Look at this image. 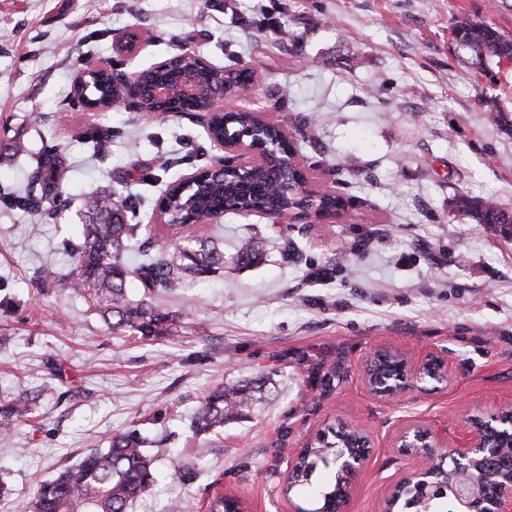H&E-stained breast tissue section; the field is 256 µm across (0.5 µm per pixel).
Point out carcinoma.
Returning a JSON list of instances; mask_svg holds the SVG:
<instances>
[{
    "label": "carcinoma",
    "mask_w": 512,
    "mask_h": 512,
    "mask_svg": "<svg viewBox=\"0 0 512 512\" xmlns=\"http://www.w3.org/2000/svg\"><path fill=\"white\" fill-rule=\"evenodd\" d=\"M450 28L455 55L467 73L485 72L493 63L512 61V36L494 24L455 16ZM140 80L146 85L164 81L173 86L188 81L206 93L224 80V70H205L196 56L187 55L171 69L143 71ZM87 81L85 92L92 99L103 102L112 95L109 77L94 74ZM481 106L491 122L504 121L494 97H485ZM226 126L246 133L251 127L250 117L239 112L213 115L210 140L224 138ZM250 139L275 145L266 168L246 178L214 174L186 190L178 179L168 184L158 206L167 211L168 223L163 228L174 237L171 245L154 234L152 225L132 223L128 199L112 185L101 187L83 203L85 222L78 242L70 246L71 270L62 275L42 267L36 286L42 290L63 283L82 297L112 332L137 333L142 339L170 335V312L154 301L152 293L174 292L192 281L224 273V253L206 234L214 212L221 207L226 213L261 208L278 214L288 206L289 182L279 174L288 154L298 152L297 143L281 140L275 126L253 132ZM84 143L94 154L107 153L112 148V133L95 129ZM66 162V155L53 147L37 153L24 189L0 193V207L36 213L43 202L61 199V171ZM454 206L457 212L490 229L498 227L505 233V225L512 224V211L492 200L460 194ZM237 257L242 264L252 265L260 260V252L246 239ZM131 272L143 284L144 293L139 298L127 293ZM250 391L239 384L213 388L191 419L194 433L208 435L224 430V423L241 416V410L251 403ZM39 397L38 392L20 384L7 398L0 399V436L9 435L17 424L35 417ZM160 447L162 443L150 440L136 428L109 436L106 447L90 449L79 462L39 483L23 512H127L133 500L154 483L157 456L151 449Z\"/></svg>",
    "instance_id": "1"
}]
</instances>
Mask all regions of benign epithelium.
<instances>
[{
    "label": "benign epithelium",
    "mask_w": 512,
    "mask_h": 512,
    "mask_svg": "<svg viewBox=\"0 0 512 512\" xmlns=\"http://www.w3.org/2000/svg\"><path fill=\"white\" fill-rule=\"evenodd\" d=\"M115 48L131 64V69L118 73L112 70L110 61H86L75 80H80L89 71H106L122 88L118 104L137 110L145 96L160 103L167 102L171 97L170 87L162 84L147 86L138 80L135 61L139 55V40L135 33L119 36ZM183 92L197 97L195 111L205 113L207 119L216 112L248 110L264 120L273 112L271 108H253L258 97L241 94L233 77L227 74L224 84L208 93L201 95L190 86L184 87ZM217 147L224 151L226 162L241 176L266 163L261 151L248 147L242 136L219 141ZM448 375V361L438 354L414 358L393 345H386L366 360L362 384L375 400L393 402L412 390L445 389ZM391 445L419 459L420 463L392 487L386 512H399L404 499L414 502L416 507L423 506L438 495L445 484L454 492V501L448 503L452 512H512V492L506 489V484L512 483V473L494 492L488 489L486 480L475 477L482 459L512 446V407L488 416L470 417L461 436L451 444L447 432L421 420L406 421L393 432ZM328 458L335 465L336 474L350 479L370 466L372 451L368 448L358 450L348 438L339 436Z\"/></svg>",
    "instance_id": "7a95c632"
}]
</instances>
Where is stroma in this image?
<instances>
[{"instance_id": "obj_1", "label": "stroma", "mask_w": 512, "mask_h": 512, "mask_svg": "<svg viewBox=\"0 0 512 512\" xmlns=\"http://www.w3.org/2000/svg\"><path fill=\"white\" fill-rule=\"evenodd\" d=\"M456 15L512 35V7L491 0H0V153L17 138L30 151L0 163V190L45 146L75 155L93 129L115 133L103 159L64 172L68 208L0 210V395L20 377L42 392L37 417L0 437V512H21L40 482L131 426L165 445L156 484L128 512H207L218 491L247 512H311L328 472L289 493V466L340 418L368 430L373 454L345 512H384L415 465L390 445L400 423L453 440L467 414L512 403V236L449 212L462 192L512 209V134L479 104L497 97L512 121V68L467 76ZM127 30L153 35L142 67L185 46L255 70L259 98L305 139L308 172L352 197L315 235L261 213L221 217L223 275L165 298L174 341L112 333L68 288L34 284L40 265L68 271L62 242L83 222L85 193L113 179L148 214L164 188L159 160L185 174L221 156L196 113L158 121L70 104L82 60L123 66L115 41ZM242 236L261 242L260 264L234 263ZM385 343L447 358V390L372 399L361 369ZM225 381L260 384L266 398L219 436L195 435L192 413Z\"/></svg>"}]
</instances>
